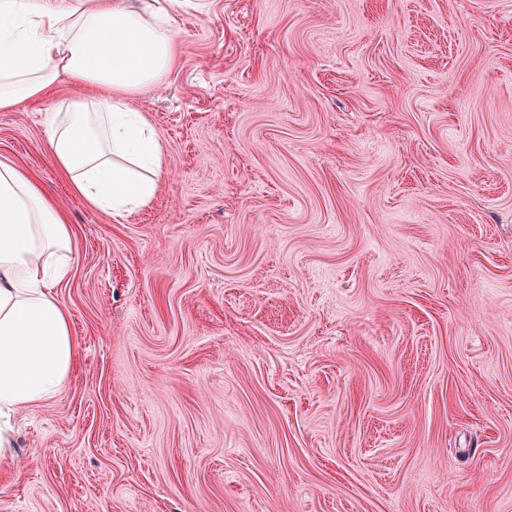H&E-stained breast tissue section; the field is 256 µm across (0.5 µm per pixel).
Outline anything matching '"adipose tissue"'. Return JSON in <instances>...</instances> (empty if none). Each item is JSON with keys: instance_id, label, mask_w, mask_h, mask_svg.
Segmentation results:
<instances>
[{"instance_id": "ef3b65f1", "label": "adipose tissue", "mask_w": 512, "mask_h": 512, "mask_svg": "<svg viewBox=\"0 0 512 512\" xmlns=\"http://www.w3.org/2000/svg\"><path fill=\"white\" fill-rule=\"evenodd\" d=\"M209 0H0V112L46 99L60 79L77 86L45 121L54 165L72 191L121 217L155 197L163 145L129 101L174 67L179 10ZM72 233L49 193L0 160V461L10 420L54 397L77 343L54 288L71 272Z\"/></svg>"}]
</instances>
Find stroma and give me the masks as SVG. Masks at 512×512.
<instances>
[{"label":"stroma","instance_id":"obj_1","mask_svg":"<svg viewBox=\"0 0 512 512\" xmlns=\"http://www.w3.org/2000/svg\"><path fill=\"white\" fill-rule=\"evenodd\" d=\"M131 99L153 202L72 228L77 357L0 512H512V0H210Z\"/></svg>","mask_w":512,"mask_h":512}]
</instances>
